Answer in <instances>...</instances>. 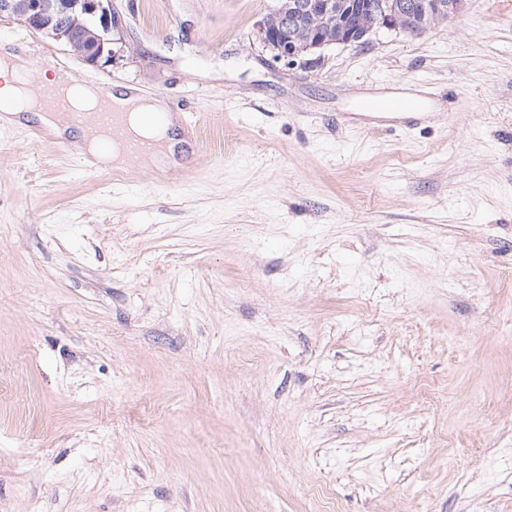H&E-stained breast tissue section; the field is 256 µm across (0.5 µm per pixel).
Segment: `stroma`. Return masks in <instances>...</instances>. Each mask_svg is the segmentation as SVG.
Returning <instances> with one entry per match:
<instances>
[{
    "label": "stroma",
    "instance_id": "obj_1",
    "mask_svg": "<svg viewBox=\"0 0 512 512\" xmlns=\"http://www.w3.org/2000/svg\"><path fill=\"white\" fill-rule=\"evenodd\" d=\"M275 4L112 0L106 64L0 18L199 142L120 183L0 133V512H512V0L307 63ZM374 113L394 115L402 120H420L428 117L429 112H421L423 104L418 98L396 96L384 97L372 104Z\"/></svg>",
    "mask_w": 512,
    "mask_h": 512
}]
</instances>
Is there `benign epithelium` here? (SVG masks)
Listing matches in <instances>:
<instances>
[{
	"label": "benign epithelium",
	"mask_w": 512,
	"mask_h": 512,
	"mask_svg": "<svg viewBox=\"0 0 512 512\" xmlns=\"http://www.w3.org/2000/svg\"><path fill=\"white\" fill-rule=\"evenodd\" d=\"M465 6L466 0H426L420 13L409 14L398 0H379L359 13L350 32V0H299L292 5V13L303 24L288 26L285 13L275 8L260 21L259 33L277 57L294 62L332 45L358 43L382 29L427 31L447 23ZM56 14L68 15L76 26L88 22L98 28L96 42L84 48L81 57L93 63L112 61V31L117 27L112 0H0L1 18L18 20L35 32L46 30L43 20Z\"/></svg>",
	"instance_id": "benign-epithelium-1"
}]
</instances>
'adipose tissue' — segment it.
Returning <instances> with one entry per match:
<instances>
[{
  "mask_svg": "<svg viewBox=\"0 0 512 512\" xmlns=\"http://www.w3.org/2000/svg\"><path fill=\"white\" fill-rule=\"evenodd\" d=\"M30 75L26 64L16 57L0 59V120L11 121L13 116L25 113L37 119L58 134L70 136L72 146L80 156L90 158L92 164L109 168L123 166L126 153L123 146L113 144L111 149L102 150L100 135L88 128H74L50 112L43 101L29 88ZM42 85L53 87L71 96L75 107L86 110L96 106L100 100H108L113 111L129 115V135L149 141L153 146L152 159L162 169L177 165V154L185 143L178 137V119L170 114L163 98L147 96L137 88L118 85L108 95H100L97 87L72 85L69 73L58 70L50 75H42ZM164 114L163 124H156V114Z\"/></svg>",
  "mask_w": 512,
  "mask_h": 512,
  "instance_id": "adipose-tissue-1",
  "label": "adipose tissue"
}]
</instances>
